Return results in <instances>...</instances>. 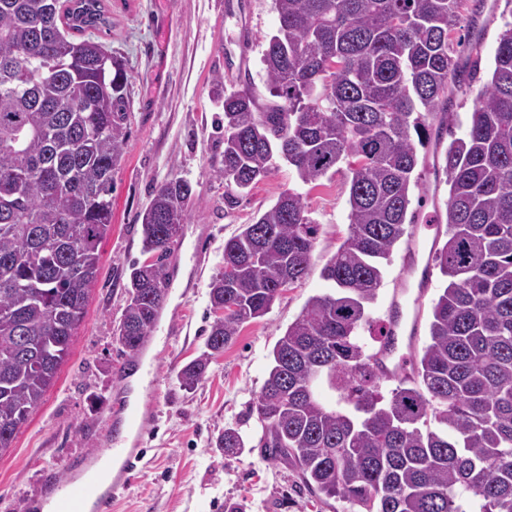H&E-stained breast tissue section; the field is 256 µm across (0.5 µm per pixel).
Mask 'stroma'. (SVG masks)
<instances>
[{"label":"stroma","mask_w":512,"mask_h":512,"mask_svg":"<svg viewBox=\"0 0 512 512\" xmlns=\"http://www.w3.org/2000/svg\"><path fill=\"white\" fill-rule=\"evenodd\" d=\"M112 21L100 41L127 77L129 133L123 159L112 173V225L100 244V262L86 315L71 353L41 406L0 455V512H41L64 478L84 481L88 470L72 461L102 450L113 439L145 448L135 478L112 512H357L356 506L305 489L289 464L262 458L264 433L255 403L267 378L272 348L307 300L326 292L325 264L348 232L346 165L319 181L302 183L293 167L278 163L235 206L224 203L227 187L213 172L223 147L212 136L222 110L213 91L265 88L261 62L278 19L271 0H104ZM512 21V0H484L473 39L481 70L489 72L498 37ZM423 197L415 210L417 235L394 248L373 319L385 321L408 269L422 268L433 245L447 240L444 220L448 185L436 177L442 154L418 152ZM189 181L200 196L181 236L171 247L175 267L159 322L138 358L148 382L135 389L129 357L114 337L127 296L128 267L142 251V215L159 184ZM301 193L319 226L308 275L285 289L271 311L245 325L191 390L177 375L204 349L214 320L209 283L224 266V242L253 223L280 192ZM440 275L423 295L408 292L402 311L415 324L413 352L427 341L431 306ZM146 417L141 428L116 431L126 408ZM239 430L248 447L228 455L215 441L224 428Z\"/></svg>","instance_id":"1"}]
</instances>
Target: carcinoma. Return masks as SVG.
Instances as JSON below:
<instances>
[{
  "instance_id": "1",
  "label": "carcinoma",
  "mask_w": 512,
  "mask_h": 512,
  "mask_svg": "<svg viewBox=\"0 0 512 512\" xmlns=\"http://www.w3.org/2000/svg\"><path fill=\"white\" fill-rule=\"evenodd\" d=\"M467 0H272L278 26L261 62L268 97L224 95L215 167L237 204L283 160L312 184L338 164L351 178L348 234L275 343L256 411L262 456L289 461L302 485L362 512H512V24L465 135L443 110L480 52L455 37ZM103 0H0V455L40 407L83 321L112 225V171L128 136L127 76L93 39ZM85 35L69 40L61 27ZM448 134V240L431 262L447 278L429 341L390 397L359 331L406 234L418 148ZM199 203L189 182L160 184L142 218L116 339L139 354L170 280L171 245ZM318 225L303 196L280 193L224 241L209 285L205 350L178 374L185 389L244 325L309 272ZM337 394L334 405L319 391ZM233 453L241 434L224 430Z\"/></svg>"
}]
</instances>
